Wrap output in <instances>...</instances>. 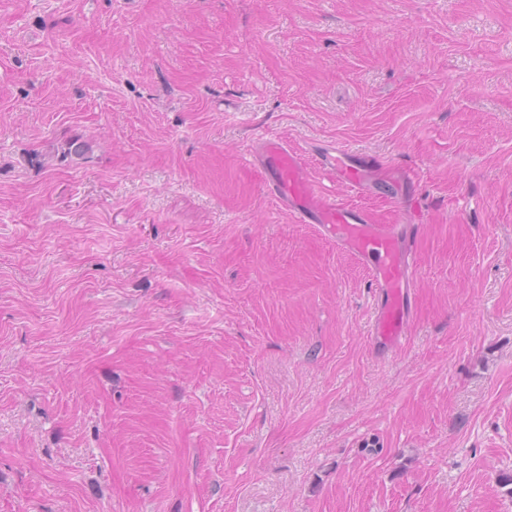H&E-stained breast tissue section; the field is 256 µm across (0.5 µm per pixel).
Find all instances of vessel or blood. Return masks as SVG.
<instances>
[{
    "mask_svg": "<svg viewBox=\"0 0 512 512\" xmlns=\"http://www.w3.org/2000/svg\"><path fill=\"white\" fill-rule=\"evenodd\" d=\"M253 159L262 181L280 207L298 223L316 225L319 234L349 253L368 273L377 292L369 334L374 348L397 347L410 324L409 303L413 270L410 232L403 224H376L355 206L338 203L316 188L297 153L276 136L258 139ZM376 159L343 150L325 153L323 167L350 190L371 192Z\"/></svg>",
    "mask_w": 512,
    "mask_h": 512,
    "instance_id": "vessel-or-blood-1",
    "label": "vessel or blood"
}]
</instances>
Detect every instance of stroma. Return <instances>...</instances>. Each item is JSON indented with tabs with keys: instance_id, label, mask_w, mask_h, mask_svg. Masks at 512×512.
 I'll use <instances>...</instances> for the list:
<instances>
[{
	"instance_id": "obj_1",
	"label": "stroma",
	"mask_w": 512,
	"mask_h": 512,
	"mask_svg": "<svg viewBox=\"0 0 512 512\" xmlns=\"http://www.w3.org/2000/svg\"><path fill=\"white\" fill-rule=\"evenodd\" d=\"M267 133L419 201L398 347ZM0 512H512V0H0Z\"/></svg>"
}]
</instances>
